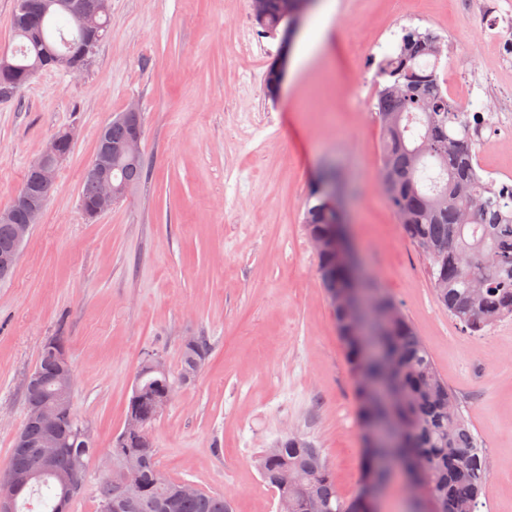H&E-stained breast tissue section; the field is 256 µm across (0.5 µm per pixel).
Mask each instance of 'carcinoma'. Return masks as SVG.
I'll return each mask as SVG.
<instances>
[{"label":"carcinoma","mask_w":512,"mask_h":512,"mask_svg":"<svg viewBox=\"0 0 512 512\" xmlns=\"http://www.w3.org/2000/svg\"><path fill=\"white\" fill-rule=\"evenodd\" d=\"M57 0H16L11 22L19 44L0 50V72L8 69L19 92L39 72L66 71L65 64L83 63L85 38L94 31L101 38L109 32L110 14L102 12L85 21ZM261 32L273 38L292 33V20L285 18L279 0H267L265 14L255 19ZM397 52L377 64L373 107L381 133L378 179L397 214L404 238L427 262L438 303L448 315L473 334L482 333L498 321L512 317V188L507 189L480 167L479 140L475 135L484 118L464 111L448 94L438 73L447 39L432 30L402 28ZM130 134V120L112 119L100 131L95 158L112 157V184L129 196L146 178L143 154L112 156L111 148L123 144ZM22 187H33L50 200L54 185L44 182L40 168L27 170ZM99 178L93 165L85 169L79 205H99ZM0 219V256L21 249L12 226L29 224L33 210L18 193ZM308 235L333 239L342 236V225L325 205L319 184H310L302 217ZM318 275L327 297L346 285V274L335 253L318 254ZM384 305L394 309L381 342L390 358L395 396V416L400 429V446L392 449L405 462L416 485L428 498L429 512H461L465 504L478 512L485 497L486 459L471 423L462 415L448 383L400 305L388 294ZM338 334L356 377L358 416L367 432L379 415L370 402L369 386L358 378L362 370L375 374L378 368L362 364L356 340L349 336L341 318ZM68 347V338L51 336L43 343L35 368L40 385L24 393L27 407L51 402L60 391L61 363L57 346ZM211 347L198 336L182 347L177 374L153 368L152 355L145 356L135 379L127 411H139L146 425L154 421V407L163 392L178 380L192 381L208 360ZM74 408L61 414L54 425L65 447L53 466L26 482L14 501L12 512H69L70 501L62 496V485H83L89 461L98 444L92 431ZM25 446L13 447L7 468L21 475L37 470L38 447L44 427L26 420L20 429ZM117 458L137 460L130 469L141 490L124 503L122 512H233L229 498L198 489L181 494L179 481L166 478L158 468L156 450L143 431L127 437L124 446L110 444ZM383 448L365 449L361 484L386 482L376 468ZM258 469L278 497H286L292 512H308V501L318 498L328 512H365L364 490L349 499L337 492L331 467L320 449L300 436L279 439L274 452H263ZM118 498L112 477L106 476L98 489V512H112Z\"/></svg>","instance_id":"obj_1"}]
</instances>
